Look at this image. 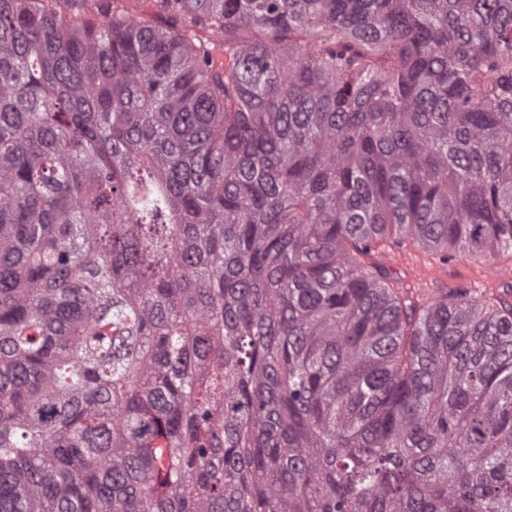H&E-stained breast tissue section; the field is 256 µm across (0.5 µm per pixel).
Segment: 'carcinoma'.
<instances>
[{
  "mask_svg": "<svg viewBox=\"0 0 512 512\" xmlns=\"http://www.w3.org/2000/svg\"><path fill=\"white\" fill-rule=\"evenodd\" d=\"M0 0V512H512V0ZM407 253L416 254L415 259L428 268L436 270L424 287L433 288V282H439L438 288H457L468 286L472 289H494L501 291L512 285V270L510 261L505 257L486 254H476L459 257L448 264H441L437 258L427 253L410 249ZM433 263H429V260ZM477 279L483 281L487 287L477 288Z\"/></svg>",
  "mask_w": 512,
  "mask_h": 512,
  "instance_id": "cac0c4a2",
  "label": "carcinoma"
}]
</instances>
